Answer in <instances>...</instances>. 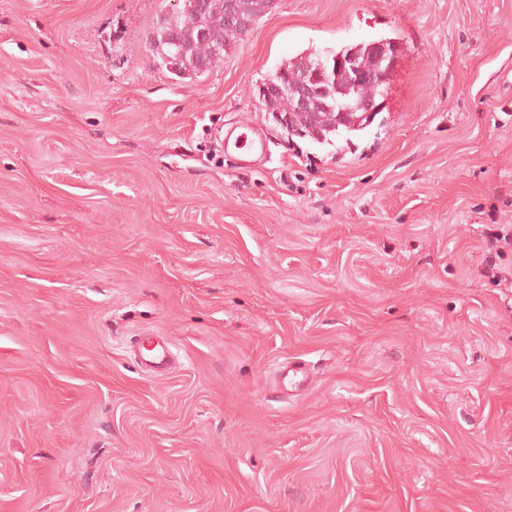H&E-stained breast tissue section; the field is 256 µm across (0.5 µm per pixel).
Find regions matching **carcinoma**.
<instances>
[{
	"mask_svg": "<svg viewBox=\"0 0 512 512\" xmlns=\"http://www.w3.org/2000/svg\"><path fill=\"white\" fill-rule=\"evenodd\" d=\"M226 0H182L181 7L167 14L159 22L153 42L165 68L176 77L203 76L224 61L227 48L242 40L241 31L232 25L226 16ZM234 11L247 20L258 23L263 17L259 0H234ZM213 28L222 32L223 42L219 45L209 40L203 30ZM374 42H364L329 50L325 53L307 52L286 59L280 69L288 72V84L281 86V91L262 99L266 111L271 113L290 112L291 130L289 136L308 133L301 116L292 112L295 84L291 76L296 73L297 59L307 58L306 76L311 77L319 70V65L326 67V81L313 85V95L317 112L320 113L316 136L313 140L323 143L331 135L341 131L356 132L367 126V119L356 117L351 125L337 128L334 116L340 111L354 108V101L367 96H383L384 88L366 87L354 93L349 91L347 72L338 67L336 57L352 55L358 63L369 65Z\"/></svg>",
	"mask_w": 512,
	"mask_h": 512,
	"instance_id": "carcinoma-1",
	"label": "carcinoma"
}]
</instances>
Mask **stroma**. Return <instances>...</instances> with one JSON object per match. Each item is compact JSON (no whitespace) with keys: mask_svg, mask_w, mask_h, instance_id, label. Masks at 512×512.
<instances>
[{"mask_svg":"<svg viewBox=\"0 0 512 512\" xmlns=\"http://www.w3.org/2000/svg\"><path fill=\"white\" fill-rule=\"evenodd\" d=\"M176 4L0 0V512H512V0H277L183 79ZM380 39L384 109L288 139L260 84ZM266 144L264 131L249 122L232 127L224 134V152L241 157L245 163H249L247 158L264 154ZM490 228L485 232V241L483 244L484 252L486 256L484 261L487 269L490 271L498 270L500 273H495L493 276L496 277V281L499 285L503 282L505 288H512V271L501 270L496 267V264H492V260L495 256H500L504 248L510 247L512 249V234L509 230H503L504 224H492ZM495 232H491L494 231ZM495 256H494V255ZM171 342L153 343L150 336H139L132 342V346L137 348L142 363L154 374H164L168 372L173 363V354L170 349ZM308 382V373L304 362L288 359L278 371V390L280 394H289L304 389Z\"/></svg>","mask_w":512,"mask_h":512,"instance_id":"stroma-1","label":"stroma"}]
</instances>
